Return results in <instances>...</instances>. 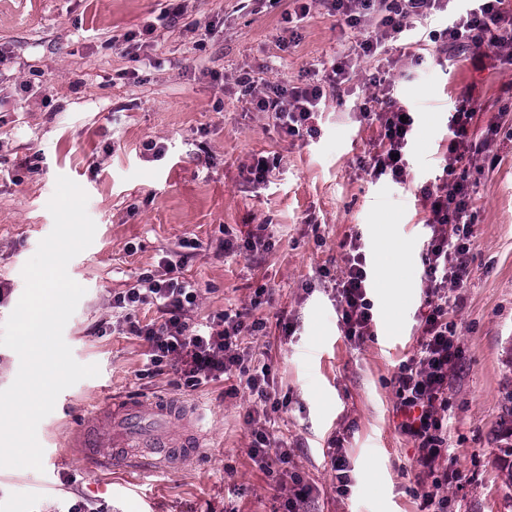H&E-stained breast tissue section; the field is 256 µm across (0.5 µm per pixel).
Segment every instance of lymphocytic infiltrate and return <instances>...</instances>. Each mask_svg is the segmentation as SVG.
<instances>
[{"label": "lymphocytic infiltrate", "mask_w": 512, "mask_h": 512, "mask_svg": "<svg viewBox=\"0 0 512 512\" xmlns=\"http://www.w3.org/2000/svg\"><path fill=\"white\" fill-rule=\"evenodd\" d=\"M329 15L361 37L350 53L334 63L324 78H311L291 87L256 84L250 73L236 82L249 96L257 111L272 113L288 135L309 130L317 112L326 102L327 88L353 85L358 63L374 61L370 83L372 95L356 91V110L366 124H379L380 133L364 166L372 180L402 185L409 174L410 147L417 118L395 95L389 79L400 58L409 56L421 42L436 43L439 53L469 55L481 60L491 50L504 64L512 66V0H321ZM477 109L471 91H464L448 115V153L441 176L420 189L428 210L429 240L423 259L421 280L425 285L426 309L419 315L418 346L403 361L392 379L396 398L398 429L411 441L416 487L421 512H448L452 501L441 490L457 478L448 463V421L451 408L448 391L462 355L458 324L452 314L460 305L458 294L468 278L466 256L470 251L473 225V197L468 176L461 167L486 151L470 135ZM180 255L167 254L158 261V271L139 275L137 283L112 297V306L127 310L157 305L161 323L141 324L124 317L129 335L148 345L145 374H169L175 388L197 390L211 382L239 372L254 397L256 409L247 411L251 427L250 453L266 459L275 454L288 464L289 449H272L261 423L259 406L278 408L280 399L269 365L249 368L240 354V336L259 331L260 323H245L240 313L224 312L207 325L193 324L191 311L199 291L181 270L197 242L182 241ZM346 265L339 275L321 270V277H333L336 316L343 336L362 343L374 335V304L368 296L371 281L360 236L347 238Z\"/></svg>", "instance_id": "lymphocytic-infiltrate-1"}]
</instances>
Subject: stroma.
Listing matches in <instances>:
<instances>
[{"label":"stroma","instance_id":"obj_1","mask_svg":"<svg viewBox=\"0 0 512 512\" xmlns=\"http://www.w3.org/2000/svg\"><path fill=\"white\" fill-rule=\"evenodd\" d=\"M179 4L184 23L167 25L163 11ZM294 9V0H0V323L53 228L47 204L57 177L67 176L87 193L96 233L68 265L85 293L63 337L77 362L99 367L40 422L43 471L0 469V512H67L80 498L104 512H283L281 464L262 468L249 453L244 416L253 399L244 388L224 394L238 377L177 392L167 375L140 377L143 340L95 330L113 322V294L186 238L199 243L183 269L200 289L193 321L207 324L232 307L264 324L242 346L271 365L287 398L269 416L311 488L301 512H419L414 450L397 428L391 379L416 348L425 302L427 230L415 193L434 179L448 108L467 87L478 106L471 133L489 140L497 161L467 165L475 221L455 314L463 359L448 423L450 463L462 477L449 494L458 512H512V443L502 436L512 391V70L492 56L444 68L432 47L422 65L395 69V91L420 122L407 188L376 183L361 165L378 130L358 122L352 97L328 91L317 135L298 137L256 111L235 82L245 70L257 82L293 86L347 54L356 30L319 0L297 25L288 20ZM195 23L212 26L211 35L193 32ZM131 32L146 33L145 46L129 41ZM26 82L32 92L21 91ZM151 140L163 145L160 158L145 154ZM258 155L280 164L253 186L242 169ZM261 224L271 242L262 256L221 250L225 237L245 239ZM350 234L364 246L376 315L374 337L359 345L338 327L332 281ZM324 266L331 278L319 276ZM283 316L296 323L294 336H283ZM173 393L204 413L196 459L140 475L89 463L69 447L111 398ZM335 442L352 468L345 498L330 465Z\"/></svg>","mask_w":512,"mask_h":512}]
</instances>
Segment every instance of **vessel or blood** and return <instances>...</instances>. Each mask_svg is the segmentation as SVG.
Instances as JSON below:
<instances>
[{
    "instance_id": "1",
    "label": "vessel or blood",
    "mask_w": 512,
    "mask_h": 512,
    "mask_svg": "<svg viewBox=\"0 0 512 512\" xmlns=\"http://www.w3.org/2000/svg\"><path fill=\"white\" fill-rule=\"evenodd\" d=\"M184 412V404L173 397L158 398L147 404L124 399L101 413L93 429L80 431L74 445L88 459L116 467L131 462V443L136 440L157 449L159 456L150 465L162 469L172 462L192 459L201 449L196 429L186 430L175 440L162 431L163 426L181 420Z\"/></svg>"
}]
</instances>
